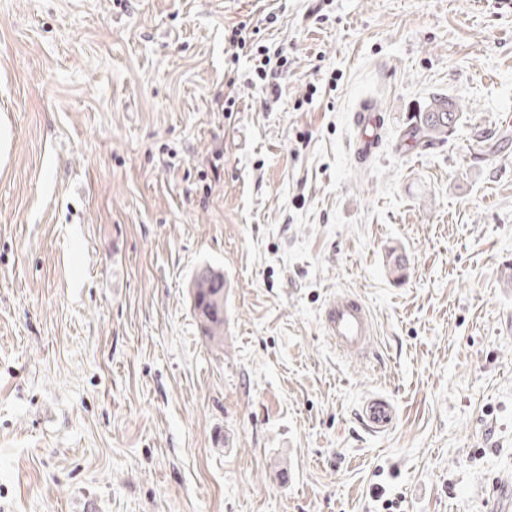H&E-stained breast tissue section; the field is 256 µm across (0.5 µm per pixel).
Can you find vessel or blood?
<instances>
[{
    "label": "vessel or blood",
    "mask_w": 512,
    "mask_h": 512,
    "mask_svg": "<svg viewBox=\"0 0 512 512\" xmlns=\"http://www.w3.org/2000/svg\"><path fill=\"white\" fill-rule=\"evenodd\" d=\"M354 123L358 130L354 158L363 163L370 158L377 145L383 122L372 105L366 102L356 111ZM320 323L325 336L345 357L364 359L375 343V324L371 310L356 294H337L323 308ZM359 416L370 432L382 435L393 427L397 410L389 398L369 395L361 401Z\"/></svg>",
    "instance_id": "vessel-or-blood-1"
}]
</instances>
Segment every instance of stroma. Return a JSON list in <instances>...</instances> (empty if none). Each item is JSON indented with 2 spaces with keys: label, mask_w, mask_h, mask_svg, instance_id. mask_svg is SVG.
I'll list each match as a JSON object with an SVG mask.
<instances>
[{
  "label": "stroma",
  "mask_w": 512,
  "mask_h": 512,
  "mask_svg": "<svg viewBox=\"0 0 512 512\" xmlns=\"http://www.w3.org/2000/svg\"><path fill=\"white\" fill-rule=\"evenodd\" d=\"M247 14L279 99L229 61ZM437 98L454 132L400 150ZM364 101L386 129L361 166ZM506 108L493 0H0V512H376V483L489 512L499 481L512 507ZM343 290L376 324L358 362L320 328ZM189 288H191L194 309L198 311V304L212 296L214 290L224 289V277L206 266L193 276ZM359 416L370 432L383 435L393 427L397 410L389 398L382 395H369L361 400Z\"/></svg>",
  "instance_id": "35a3bbf8"
}]
</instances>
